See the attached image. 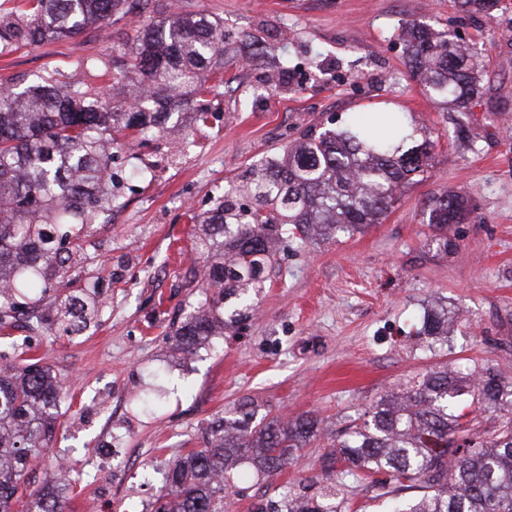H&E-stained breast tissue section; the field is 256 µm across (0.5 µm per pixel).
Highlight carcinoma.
Listing matches in <instances>:
<instances>
[{"mask_svg": "<svg viewBox=\"0 0 512 512\" xmlns=\"http://www.w3.org/2000/svg\"><path fill=\"white\" fill-rule=\"evenodd\" d=\"M127 17L140 23L132 44L75 61L82 70L112 74V88L129 91L123 98L92 94L57 69L0 80V329L20 318L32 330H50L58 321L69 334L88 327L98 311L97 289L86 293L77 317L63 297L77 273L76 257L92 225L111 222L124 181L148 174L134 163L121 174L112 168L115 154L136 158L132 140L165 131L167 105L177 98L195 124H207L199 74L224 69V23L203 13L170 16L162 0H0V56ZM401 35L411 71L429 96L467 108L478 92L476 67L455 35L415 20ZM405 140L397 120L365 138L352 131L306 135L225 187L194 217L202 227L196 250L204 282L218 296L171 332L175 349L189 355L224 334L237 322L224 318L226 306L255 308L281 248L381 223L401 190L430 172L435 141L406 147ZM239 195L255 206L236 207L232 197ZM468 209L457 192L429 200L426 220L440 252L456 248L448 225L462 223ZM456 321L436 306L421 333L444 339ZM59 399L58 384L40 362L0 367V512H65V478L53 492L30 491L27 482L31 463L53 437ZM479 410L498 413L493 432L480 431ZM256 413L253 400L240 402L218 419L204 447L174 461L166 475L169 501L159 512H224V488L238 462L278 472L318 436L312 418L256 424ZM336 448L353 479L387 475L377 497L392 502L391 512H512V382L486 366L464 377L444 366L401 380L349 419ZM408 489L417 496H400ZM283 501L285 512H344L346 484L327 481L316 497L289 487Z\"/></svg>", "mask_w": 512, "mask_h": 512, "instance_id": "carcinoma-1", "label": "carcinoma"}]
</instances>
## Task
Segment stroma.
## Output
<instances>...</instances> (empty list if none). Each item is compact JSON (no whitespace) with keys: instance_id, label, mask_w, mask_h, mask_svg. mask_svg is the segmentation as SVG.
I'll return each instance as SVG.
<instances>
[{"instance_id":"stroma-1","label":"stroma","mask_w":512,"mask_h":512,"mask_svg":"<svg viewBox=\"0 0 512 512\" xmlns=\"http://www.w3.org/2000/svg\"><path fill=\"white\" fill-rule=\"evenodd\" d=\"M183 12L224 23V78L212 114L197 127L187 110L178 135L137 141L151 179L131 183L111 224L95 228L72 294L95 287L103 304L80 336L16 327L0 349L38 359L64 390L54 437L33 462L30 487L55 485L67 469L66 512H156L171 462L203 445L225 408L255 399L258 416L317 419L325 434L271 476L237 470L224 512H272L288 484L346 480L349 512H386L367 481L331 467V440L348 415L400 379L446 363L484 365L512 379V0L474 16L462 0H173ZM418 20L455 31L479 61L482 86L466 111L434 103L413 78L400 30ZM137 20L0 56V78L59 69L107 93L110 75L75 69L138 29ZM261 37L264 53L242 46ZM399 114L416 137L436 142L427 180L407 186L379 224L338 240L279 254L250 317L185 356L170 332L207 296L194 271L192 215L210 209L258 160L304 135L357 116ZM451 188L469 198L464 223L448 227L456 250L441 254L422 222L428 199ZM442 302L459 320L447 342L418 341L425 305Z\"/></svg>"}]
</instances>
